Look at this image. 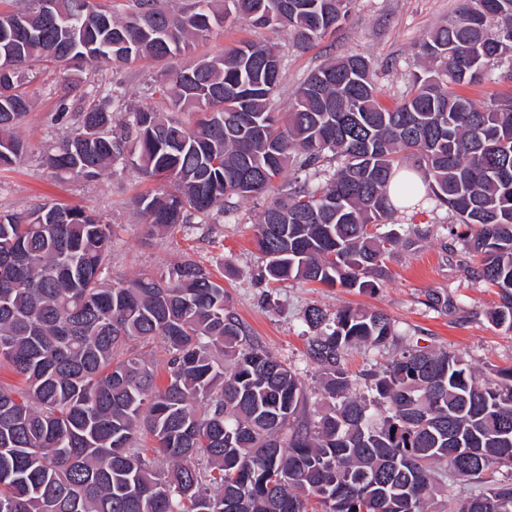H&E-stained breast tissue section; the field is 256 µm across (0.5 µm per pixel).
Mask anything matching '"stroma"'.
I'll list each match as a JSON object with an SVG mask.
<instances>
[{
	"label": "stroma",
	"mask_w": 512,
	"mask_h": 512,
	"mask_svg": "<svg viewBox=\"0 0 512 512\" xmlns=\"http://www.w3.org/2000/svg\"><path fill=\"white\" fill-rule=\"evenodd\" d=\"M460 4L461 0H351L335 31L306 49L297 47L288 31L229 20L210 40L198 44L196 52L215 54L241 40L275 43L283 62L276 98V107L282 112L287 111L295 90L311 71L329 59L358 53L370 60L382 90L381 102L391 107L407 94L412 73L422 67L416 44L435 25L454 18ZM164 68L161 62L142 61L112 68L83 64L73 73L60 66L39 70L24 86L31 109L18 130L31 152L14 169L0 171V210L20 212L41 202L93 208L113 227L112 274L124 280L166 269L191 255L223 279L230 305L251 335L300 375L313 409H321L323 400L316 366L306 354L302 322L304 310L312 305L330 312L345 305L379 310L393 319L396 336L390 345L380 350L361 348L349 355L348 365L355 373L381 368L415 340L463 355L481 381L490 377L492 368L512 365V334L502 332L489 319L498 298L467 277L459 252L445 248L443 228L454 218L434 201L398 212L396 223L426 224L432 233L414 250L390 258L391 275L384 286L358 294L301 281L280 285L263 280L266 259L253 244L259 201L231 200L224 207L223 223L195 224L149 239L130 201L154 189V182L127 168L108 182L85 184L57 178L40 166L37 154L58 129V89L68 75L84 82L108 79L125 92L127 105L134 107L143 103L144 88ZM434 290L448 293L455 309L444 313L428 308L425 296Z\"/></svg>",
	"instance_id": "35a3bbf8"
}]
</instances>
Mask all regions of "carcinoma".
Instances as JSON below:
<instances>
[{"label": "carcinoma", "mask_w": 512, "mask_h": 512, "mask_svg": "<svg viewBox=\"0 0 512 512\" xmlns=\"http://www.w3.org/2000/svg\"><path fill=\"white\" fill-rule=\"evenodd\" d=\"M0 0V168L27 153L21 87L41 64L184 62L156 76L151 103L117 120L125 94L98 79L41 156L57 175L106 182L117 166L167 183L132 199L150 236L217 224L224 201H264L254 242L273 283L380 287L393 254L431 233L381 226L397 171L416 166L457 223L448 238L478 256L474 281L496 289L491 321L512 333V97L479 107L448 86L489 79L512 53V0H463L459 17L417 45L426 67L394 107L370 62L344 55L313 70L289 111L275 107L282 62L272 43L196 57L229 16L288 29L307 48L348 0H196L175 13L130 0ZM292 167L317 182L277 184ZM112 226L88 207L0 211V512H512V366L484 383L460 354L412 345L357 375L347 355L396 336L380 311L307 308V355L324 412L306 385L255 343L224 283L191 256L157 276L112 278ZM159 340L166 379L128 341ZM148 434L152 448L141 447ZM168 462L156 470L147 452Z\"/></svg>", "instance_id": "cac0c4a2"}]
</instances>
